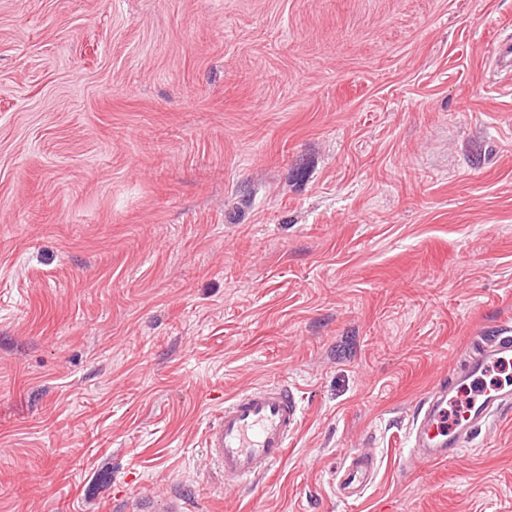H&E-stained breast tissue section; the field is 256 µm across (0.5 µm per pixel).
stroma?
<instances>
[{"instance_id":"1","label":"stroma","mask_w":512,"mask_h":512,"mask_svg":"<svg viewBox=\"0 0 512 512\" xmlns=\"http://www.w3.org/2000/svg\"><path fill=\"white\" fill-rule=\"evenodd\" d=\"M509 33L512 0H0V512H512V410L404 461L512 318ZM274 381L301 429L225 488L205 432ZM490 68L499 82L512 83V36L510 34L498 41ZM490 329L474 336L453 378L439 379L421 395L420 408L409 421L408 462L414 457L437 465L456 460L482 427L511 406L512 385L483 384L492 369L512 361V322L501 320ZM478 384L482 388L477 397L461 405L448 424V405L464 387ZM378 463L361 452L345 456L336 471V488L347 501L360 500L373 485L378 474Z\"/></svg>"}]
</instances>
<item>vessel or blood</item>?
<instances>
[{"label": "vessel or blood", "instance_id": "vessel-or-blood-1", "mask_svg": "<svg viewBox=\"0 0 512 512\" xmlns=\"http://www.w3.org/2000/svg\"><path fill=\"white\" fill-rule=\"evenodd\" d=\"M491 69L502 83H512V36L498 41ZM512 361V322L499 321L472 339L464 361L450 379L426 388L409 422L410 457L432 464L456 460L474 435L512 405V385H485L488 373ZM302 407L294 388L277 381L244 390L225 400L224 410L206 431L205 451L224 477L239 488L267 476L283 462L301 423ZM378 463L354 452L336 472V488L348 501L360 500L373 485Z\"/></svg>", "mask_w": 512, "mask_h": 512}]
</instances>
